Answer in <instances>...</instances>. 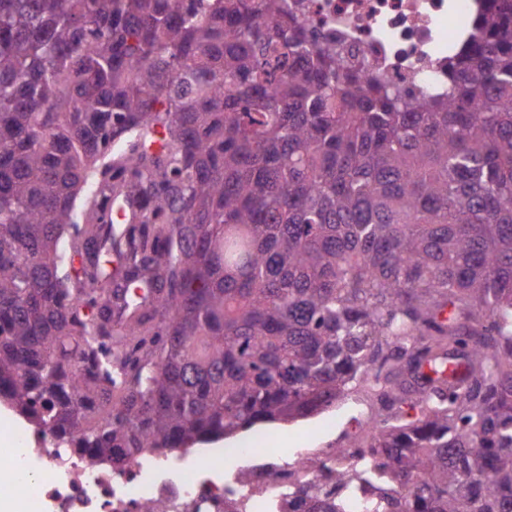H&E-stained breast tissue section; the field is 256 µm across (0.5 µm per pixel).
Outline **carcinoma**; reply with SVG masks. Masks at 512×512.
<instances>
[{
  "mask_svg": "<svg viewBox=\"0 0 512 512\" xmlns=\"http://www.w3.org/2000/svg\"><path fill=\"white\" fill-rule=\"evenodd\" d=\"M448 96L288 0H0V403L114 463L322 412L306 512H512V0Z\"/></svg>",
  "mask_w": 512,
  "mask_h": 512,
  "instance_id": "obj_1",
  "label": "carcinoma"
}]
</instances>
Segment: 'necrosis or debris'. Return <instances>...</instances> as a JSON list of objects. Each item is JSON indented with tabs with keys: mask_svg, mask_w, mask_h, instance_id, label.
I'll list each match as a JSON object with an SVG mask.
<instances>
[{
	"mask_svg": "<svg viewBox=\"0 0 512 512\" xmlns=\"http://www.w3.org/2000/svg\"><path fill=\"white\" fill-rule=\"evenodd\" d=\"M296 14L335 42L346 62L401 91L448 93V50L470 30L477 0H289ZM249 460L247 482L217 468L215 456ZM309 449L293 463L272 462L253 444L202 449L193 458L156 454L116 467L63 447L51 433L15 427L0 437V494L16 512H301L282 492L296 477L320 484Z\"/></svg>",
	"mask_w": 512,
	"mask_h": 512,
	"instance_id": "1",
	"label": "necrosis or debris"
}]
</instances>
